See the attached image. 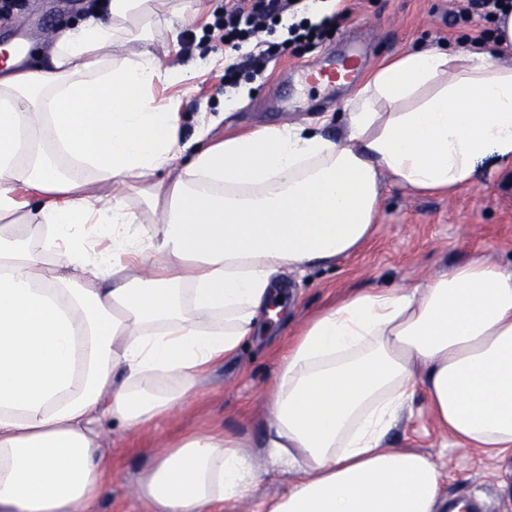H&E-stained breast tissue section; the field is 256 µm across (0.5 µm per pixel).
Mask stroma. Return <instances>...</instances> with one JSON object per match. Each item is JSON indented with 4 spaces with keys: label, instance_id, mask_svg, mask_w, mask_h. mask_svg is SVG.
<instances>
[{
    "label": "stroma",
    "instance_id": "stroma-1",
    "mask_svg": "<svg viewBox=\"0 0 512 512\" xmlns=\"http://www.w3.org/2000/svg\"><path fill=\"white\" fill-rule=\"evenodd\" d=\"M12 15L0 18V41L26 39L40 53L57 31L81 17L85 0H22ZM202 12L183 11L184 0H159L166 26L155 33L161 71L182 69L183 81L160 80L157 101L181 117L183 139L209 127L216 143L259 126L305 125L324 136L343 132L342 105L356 89L325 94L307 82L305 70L320 67L343 47L365 51L363 76L425 46L479 49V30L494 23L463 14L467 0H341L349 15L322 44L292 47L262 75L242 74L235 94L238 106L224 109V38L214 26L224 0H204ZM484 251L493 261L512 264V169L495 157L477 167L471 186L454 194L415 193L386 184L372 238L356 254L329 267H312L283 279L287 317L262 320L255 336L236 355L213 367L198 393L172 417L141 431L113 426L102 447L112 460L105 492L93 512H145L137 479L153 455L178 432L218 429L259 441L267 417L281 354L293 334L316 312L343 296L369 288H410L430 276ZM387 447L413 449L431 456L444 473L449 502L475 504V512H512V490L504 486L512 458L496 460L455 444L440 431L417 392L413 413L386 440Z\"/></svg>",
    "mask_w": 512,
    "mask_h": 512
}]
</instances>
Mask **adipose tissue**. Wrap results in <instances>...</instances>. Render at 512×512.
Masks as SVG:
<instances>
[{
	"instance_id": "ef3b65f1",
	"label": "adipose tissue",
	"mask_w": 512,
	"mask_h": 512,
	"mask_svg": "<svg viewBox=\"0 0 512 512\" xmlns=\"http://www.w3.org/2000/svg\"><path fill=\"white\" fill-rule=\"evenodd\" d=\"M151 3L103 0L42 62L0 73V512H89L111 470L104 429L180 408L253 335L284 270L358 252L385 182L451 193L487 157L512 168V62L438 47L378 68L339 139L264 126L187 149L136 32ZM135 179L156 232L125 202ZM419 388L460 443L512 452V268L477 254L310 318L259 442L296 479L255 512H443L437 462L384 445ZM258 479L247 442L190 431L138 493L150 512H213Z\"/></svg>"
}]
</instances>
